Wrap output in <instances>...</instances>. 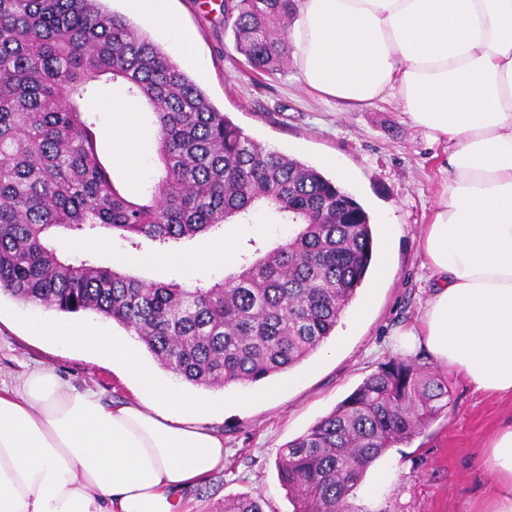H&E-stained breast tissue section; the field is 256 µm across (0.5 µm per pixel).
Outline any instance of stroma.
I'll return each mask as SVG.
<instances>
[{"instance_id": "1", "label": "stroma", "mask_w": 512, "mask_h": 512, "mask_svg": "<svg viewBox=\"0 0 512 512\" xmlns=\"http://www.w3.org/2000/svg\"><path fill=\"white\" fill-rule=\"evenodd\" d=\"M168 8L194 38L195 58L183 67L213 105L258 143L309 166L323 168L324 157H335V167L324 168L326 176L368 212L375 241H390L392 278L378 288L370 307H363L362 294L354 295L332 337L296 366L303 384L248 408L238 404L243 386H183L188 395L221 405L209 426L223 435L225 453L222 471L184 492L181 512H222L225 499L243 495L262 498L265 512H292L276 469L280 451L394 358L392 332L414 323L426 304L429 271L420 233L442 191L448 146L428 140L394 103L343 109L309 93L294 63L273 74H254L224 27V0H169ZM123 97L122 88L102 80L86 106L114 183L136 190L157 172L156 131L147 112H135V169L115 162L121 145L112 138L117 116L109 105ZM232 231L246 254L252 240L269 248L290 228L258 211ZM57 316L55 310L0 296V377L18 383L38 365L105 399H131V389L110 365L67 346L46 345L26 329L30 320ZM439 373L448 381L447 413L376 461L353 500L363 512H477L491 479L482 446L512 412V401L475 391L452 369ZM380 470L392 473V480L378 482Z\"/></svg>"}]
</instances>
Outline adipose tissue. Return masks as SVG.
Here are the masks:
<instances>
[{"mask_svg":"<svg viewBox=\"0 0 512 512\" xmlns=\"http://www.w3.org/2000/svg\"><path fill=\"white\" fill-rule=\"evenodd\" d=\"M130 2L190 54L165 0ZM295 12L289 39L310 91L344 109L391 99L450 147L421 235L430 298L394 349H425L512 400V0H295ZM237 259L230 237L160 257L189 268ZM29 330L111 361L136 395L115 403L43 367L0 381V512H179L183 491L223 470L213 405L162 382L134 338L87 320ZM483 455L492 479L481 512H512V420Z\"/></svg>","mask_w":512,"mask_h":512,"instance_id":"ef3b65f1","label":"adipose tissue"}]
</instances>
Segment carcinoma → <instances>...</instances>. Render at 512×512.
Wrapping results in <instances>:
<instances>
[{"label":"carcinoma","mask_w":512,"mask_h":512,"mask_svg":"<svg viewBox=\"0 0 512 512\" xmlns=\"http://www.w3.org/2000/svg\"><path fill=\"white\" fill-rule=\"evenodd\" d=\"M235 50L280 70L293 0H224ZM104 75L148 106L162 164L133 194L100 160L85 99ZM260 207L292 226L208 283H146L61 248L104 230L166 252ZM366 210L317 169L244 134L149 34L102 0H0V293L33 306L92 311L158 363L207 388L248 385L300 364L335 331L369 268ZM445 378L393 358L288 443L277 469L293 512H361L352 500L387 449L448 408ZM224 512H264L260 500Z\"/></svg>","instance_id":"carcinoma-1"}]
</instances>
